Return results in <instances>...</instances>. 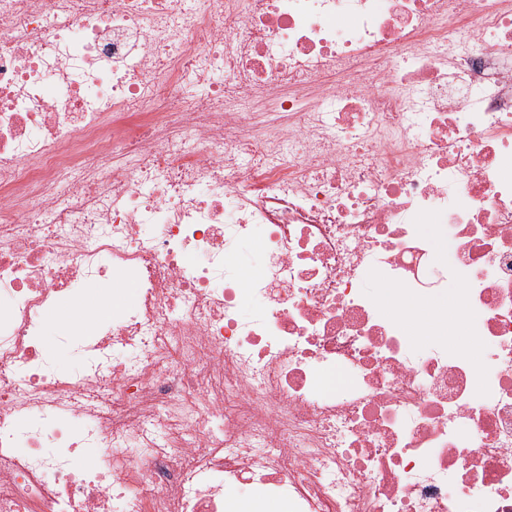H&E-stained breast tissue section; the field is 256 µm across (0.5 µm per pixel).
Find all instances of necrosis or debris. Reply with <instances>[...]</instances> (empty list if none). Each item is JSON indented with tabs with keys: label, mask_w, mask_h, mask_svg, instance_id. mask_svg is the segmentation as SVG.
<instances>
[{
	"label": "necrosis or debris",
	"mask_w": 512,
	"mask_h": 512,
	"mask_svg": "<svg viewBox=\"0 0 512 512\" xmlns=\"http://www.w3.org/2000/svg\"><path fill=\"white\" fill-rule=\"evenodd\" d=\"M108 273L137 304L73 309L88 363L54 373L43 316ZM370 274L456 285L464 335L418 346ZM228 482L512 512V0H0V512Z\"/></svg>",
	"instance_id": "necrosis-or-debris-1"
}]
</instances>
